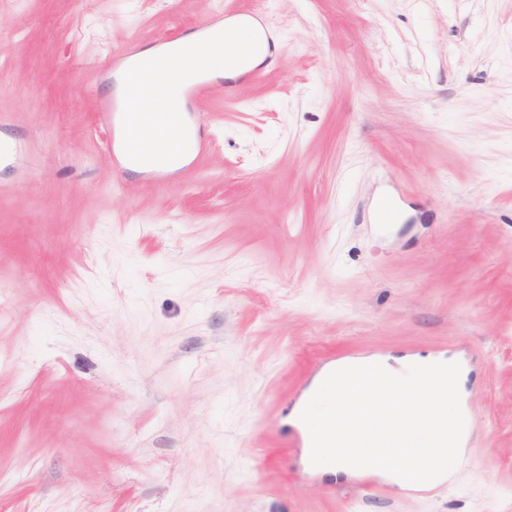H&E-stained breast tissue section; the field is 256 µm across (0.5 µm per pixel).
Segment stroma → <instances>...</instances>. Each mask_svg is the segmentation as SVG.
I'll use <instances>...</instances> for the list:
<instances>
[{"label":"stroma","mask_w":512,"mask_h":512,"mask_svg":"<svg viewBox=\"0 0 512 512\" xmlns=\"http://www.w3.org/2000/svg\"><path fill=\"white\" fill-rule=\"evenodd\" d=\"M275 43L162 181L110 60L217 19ZM0 512H512V0H0ZM345 354L455 355L457 478L307 469Z\"/></svg>","instance_id":"1"}]
</instances>
